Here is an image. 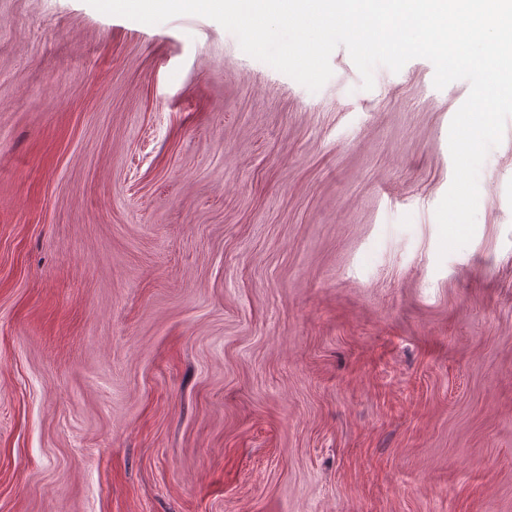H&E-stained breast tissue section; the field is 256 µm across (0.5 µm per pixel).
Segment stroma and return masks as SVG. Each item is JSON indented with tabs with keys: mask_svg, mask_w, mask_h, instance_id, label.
Wrapping results in <instances>:
<instances>
[{
	"mask_svg": "<svg viewBox=\"0 0 512 512\" xmlns=\"http://www.w3.org/2000/svg\"><path fill=\"white\" fill-rule=\"evenodd\" d=\"M223 27L0 0V512H512V139Z\"/></svg>",
	"mask_w": 512,
	"mask_h": 512,
	"instance_id": "stroma-1",
	"label": "stroma"
}]
</instances>
